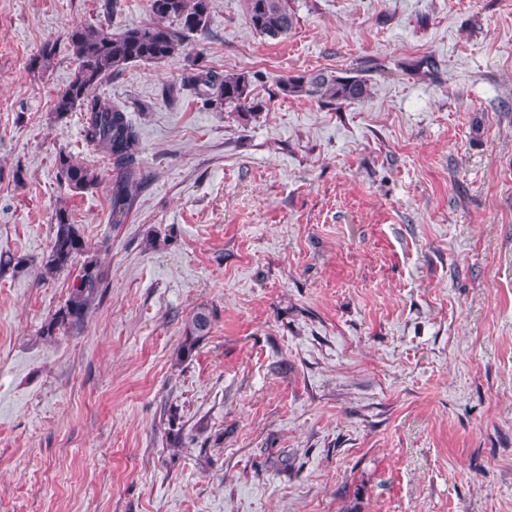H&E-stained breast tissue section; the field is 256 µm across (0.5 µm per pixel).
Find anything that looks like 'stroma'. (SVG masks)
<instances>
[{
    "instance_id": "obj_1",
    "label": "stroma",
    "mask_w": 512,
    "mask_h": 512,
    "mask_svg": "<svg viewBox=\"0 0 512 512\" xmlns=\"http://www.w3.org/2000/svg\"><path fill=\"white\" fill-rule=\"evenodd\" d=\"M290 4L269 39L213 0L206 34L102 84L146 180L115 224L111 164L53 106L69 26H141L148 0H0V256L28 262L0 274V512H512V0ZM198 52L265 109L204 102ZM321 69L370 99L278 95ZM61 207L107 288L46 340L76 276L39 277ZM58 173L60 177L74 190H85L99 181V174L82 163L73 160L70 156L62 155L58 158ZM212 319L213 314L207 307L200 306L196 309L186 323L183 339L176 349L178 362H184L191 357L200 341L208 336Z\"/></svg>"
}]
</instances>
